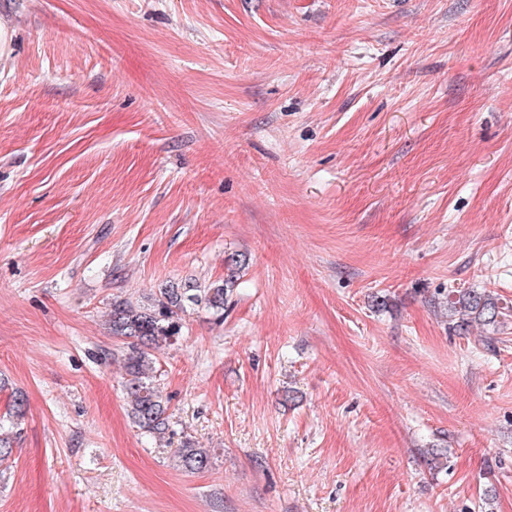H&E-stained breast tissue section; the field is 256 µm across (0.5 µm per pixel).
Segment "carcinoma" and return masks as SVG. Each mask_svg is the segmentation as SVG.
Instances as JSON below:
<instances>
[{
  "instance_id": "1",
  "label": "carcinoma",
  "mask_w": 512,
  "mask_h": 512,
  "mask_svg": "<svg viewBox=\"0 0 512 512\" xmlns=\"http://www.w3.org/2000/svg\"><path fill=\"white\" fill-rule=\"evenodd\" d=\"M227 285L193 293L189 288L170 286L148 306H134L126 301L112 303V336L126 341L124 388L130 415L143 431L161 438L169 430L167 404L158 385L154 383L155 366L151 351L174 342L180 333L178 312L185 304H205L219 315H224V294ZM512 311L493 298L471 291H460L448 296V312L455 327L465 331L474 321L488 325ZM179 466L189 471H203L211 465L212 454L206 448H197L189 441L173 449Z\"/></svg>"
}]
</instances>
